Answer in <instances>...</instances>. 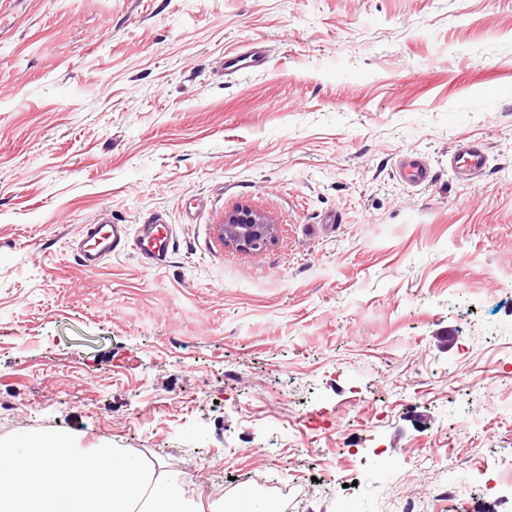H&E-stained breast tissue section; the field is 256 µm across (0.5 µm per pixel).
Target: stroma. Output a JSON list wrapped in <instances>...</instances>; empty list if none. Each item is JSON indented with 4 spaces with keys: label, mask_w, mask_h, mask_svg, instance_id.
I'll return each mask as SVG.
<instances>
[{
    "label": "stroma",
    "mask_w": 512,
    "mask_h": 512,
    "mask_svg": "<svg viewBox=\"0 0 512 512\" xmlns=\"http://www.w3.org/2000/svg\"><path fill=\"white\" fill-rule=\"evenodd\" d=\"M153 214L165 266L68 247ZM41 433L277 512H512V0H0V438ZM266 63L267 59L260 51L251 50L228 57L223 66L224 70L236 73L255 70L265 66ZM484 147L476 142L461 140L448 154V166L461 179L483 172L487 156ZM399 169L403 180L412 186L428 185L433 179L431 166L421 157L404 156ZM272 225L252 212L241 207L224 218L220 232L224 243L237 248L260 252L268 243L272 234Z\"/></svg>",
    "instance_id": "obj_1"
}]
</instances>
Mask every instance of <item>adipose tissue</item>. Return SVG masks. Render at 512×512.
Listing matches in <instances>:
<instances>
[{
  "label": "adipose tissue",
  "mask_w": 512,
  "mask_h": 512,
  "mask_svg": "<svg viewBox=\"0 0 512 512\" xmlns=\"http://www.w3.org/2000/svg\"><path fill=\"white\" fill-rule=\"evenodd\" d=\"M0 512H268L240 493L206 502L189 481L117 448H80L61 434L0 439Z\"/></svg>",
  "instance_id": "adipose-tissue-1"
}]
</instances>
